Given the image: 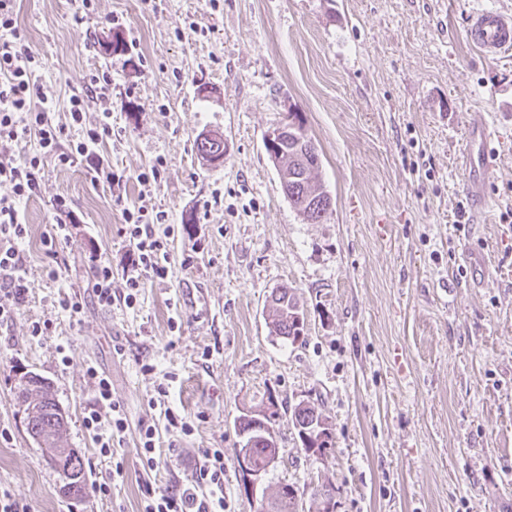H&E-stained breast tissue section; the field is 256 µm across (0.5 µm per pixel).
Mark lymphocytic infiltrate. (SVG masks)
I'll return each instance as SVG.
<instances>
[{
    "label": "lymphocytic infiltrate",
    "mask_w": 512,
    "mask_h": 512,
    "mask_svg": "<svg viewBox=\"0 0 512 512\" xmlns=\"http://www.w3.org/2000/svg\"><path fill=\"white\" fill-rule=\"evenodd\" d=\"M15 0H0V321L11 318L24 305L28 284L21 246L28 236L22 203L40 188L39 175L46 162L59 167H82L91 182L122 183L102 151L112 134V114L103 112L98 123L85 126L82 140L63 145L64 129L55 125V109L38 82L41 61L18 31ZM35 136L38 149L22 162L12 158L14 143L22 135ZM129 237L131 269L125 277V303H132L143 278H166L170 261L166 246L155 236L156 225L165 223L161 210L138 206L124 210ZM97 406L84 419L87 430H97L101 409H109L112 427L123 432L126 419L112 402V384L88 368ZM198 479L186 487L161 494L147 493L143 512H224V451L205 448L197 456Z\"/></svg>",
    "instance_id": "1"
}]
</instances>
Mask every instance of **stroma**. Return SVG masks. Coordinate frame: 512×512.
Returning <instances> with one entry per match:
<instances>
[{
  "mask_svg": "<svg viewBox=\"0 0 512 512\" xmlns=\"http://www.w3.org/2000/svg\"><path fill=\"white\" fill-rule=\"evenodd\" d=\"M481 7L512 14V0H18L64 143L82 138L67 106L83 94L87 121L112 114L104 152L125 182L114 190L48 164L25 204L30 290L0 323V490L31 512H140L145 488L189 484L200 449L220 448L224 512H256L282 483L331 485L336 512H512V53L487 58L469 42L467 17ZM113 33L124 50H104ZM102 75L106 97L87 94ZM291 112L333 198L320 224L282 193L265 149ZM481 123L493 159L485 221L461 225L468 130ZM213 132L224 135L217 165L195 148ZM154 164L151 204L174 227L171 272L145 278L128 305L123 210ZM60 195L78 222L49 249ZM95 254L112 265L108 309L89 288ZM282 287L306 313L294 343L267 324V298ZM66 288L84 306L76 324L57 306ZM91 367L127 416L112 459L97 444L110 416L96 432L82 425L96 402ZM30 373L66 412L60 445L80 454L88 482L122 460L109 496L61 494L16 396ZM302 401L332 433L323 456L293 426ZM168 409L191 435L169 425ZM249 412L271 414L280 448L252 493L234 426ZM144 422L157 428L151 470Z\"/></svg>",
  "mask_w": 512,
  "mask_h": 512,
  "instance_id": "1",
  "label": "stroma"
}]
</instances>
